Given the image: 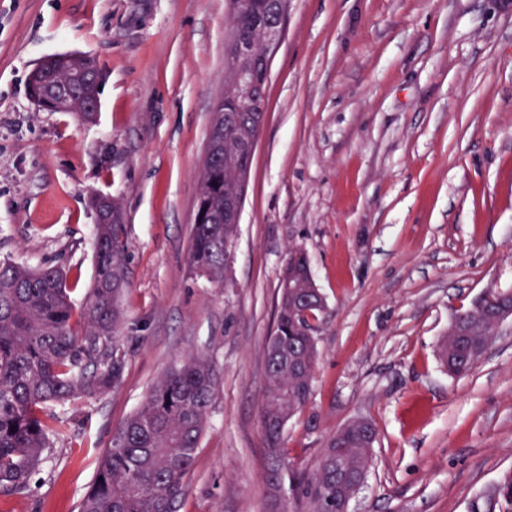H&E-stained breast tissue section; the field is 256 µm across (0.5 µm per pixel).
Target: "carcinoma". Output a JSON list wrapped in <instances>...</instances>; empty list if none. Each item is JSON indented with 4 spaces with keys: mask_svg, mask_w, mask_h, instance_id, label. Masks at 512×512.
<instances>
[{
    "mask_svg": "<svg viewBox=\"0 0 512 512\" xmlns=\"http://www.w3.org/2000/svg\"><path fill=\"white\" fill-rule=\"evenodd\" d=\"M239 36L261 49L259 37L247 20H232ZM62 71H34L28 95L40 109L58 111L49 88L62 81L72 84L73 104L80 107L99 95L101 73L90 55L69 54ZM241 126L230 134L219 123L215 147L219 162L203 166L199 177L196 214L188 263L191 271L213 284H224V196L232 189L233 169L242 163L236 151ZM89 206L94 225L96 268L88 300L75 318L66 282V270L52 266L33 269L0 261V497L27 489L54 441L67 436L64 425L44 417L49 404L93 398L117 389L123 381L125 359L120 333L125 313L120 297L128 284L127 229L120 203L103 204L94 195ZM312 278L309 260L300 249L286 263L282 282L306 284ZM292 299L279 289L278 326L282 335L266 342L268 394L262 406L266 439V475L270 509L280 512V471L285 466L283 426L309 402L317 357L316 339L308 318H318L323 303L306 307L308 316L293 315ZM453 320L466 324L467 336L444 340L439 358L448 374L461 376L474 365L468 352L486 340L489 325L476 305ZM218 375L206 358L192 355L163 374L140 408L113 432L97 467L94 487L84 497L80 512H180L201 439L209 422ZM359 429L351 427L341 440L331 437L316 472L299 481L314 512H338L336 473L354 475L371 465ZM504 512H512V472L496 487Z\"/></svg>",
    "mask_w": 512,
    "mask_h": 512,
    "instance_id": "obj_1",
    "label": "carcinoma"
}]
</instances>
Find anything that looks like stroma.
<instances>
[{
  "mask_svg": "<svg viewBox=\"0 0 512 512\" xmlns=\"http://www.w3.org/2000/svg\"><path fill=\"white\" fill-rule=\"evenodd\" d=\"M227 0H0V260L62 265L83 308L88 190L122 205V385L51 407L56 442L5 512H79L112 432L190 354L219 373L180 512H268L265 346L292 249L324 299L286 480L350 421L377 430L350 512H501L512 472V325L462 377L439 359L454 314L512 289V0H290L223 286L188 251ZM103 72L95 122L41 112L44 57Z\"/></svg>",
  "mask_w": 512,
  "mask_h": 512,
  "instance_id": "stroma-1",
  "label": "stroma"
}]
</instances>
